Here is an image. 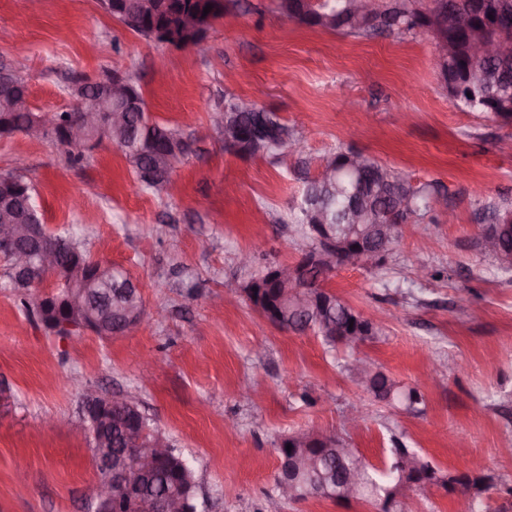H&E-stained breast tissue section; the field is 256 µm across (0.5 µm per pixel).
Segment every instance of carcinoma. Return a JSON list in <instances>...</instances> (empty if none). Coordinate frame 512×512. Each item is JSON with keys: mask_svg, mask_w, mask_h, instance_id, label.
I'll return each mask as SVG.
<instances>
[{"mask_svg": "<svg viewBox=\"0 0 512 512\" xmlns=\"http://www.w3.org/2000/svg\"><path fill=\"white\" fill-rule=\"evenodd\" d=\"M113 0H101V4L112 17L131 30L160 42H194L206 37L215 20L224 15V0H172L169 9L158 11L148 6L145 0H130L127 14L113 11ZM486 12L493 16L494 23L476 20L470 27L457 26V18L472 11V0H439V3L421 6L419 0H377L364 5L371 17L369 21L356 19L349 10L350 0H278L280 11L289 18L310 27L334 30L345 36H373L383 33L398 35L436 31L456 46L453 56L441 66V76L448 95L469 112H480L496 120L512 123V57H476L470 54L469 45L477 40L507 38L512 41V0H483ZM211 5L208 14L204 7ZM194 16L201 28L196 32L185 31L178 23L177 14ZM26 83L17 77L10 84L0 83V114H12L14 124L22 128L29 122V113L12 111L13 98L24 93ZM226 121L239 129L241 138L235 145H224V150L242 157L258 154H273L285 143H296L295 132L282 123L279 117L263 108L234 97L224 100ZM54 133L45 139L61 146L65 142L59 131L69 121L65 112L54 113ZM112 142L123 153L137 175L144 171L167 173L161 167L167 156L178 161L192 152L191 141L183 140L179 131L163 122L152 119L147 112L133 107L127 112L126 126L112 133ZM350 151L337 149L326 158L333 166L334 177L330 180L312 177L303 181L293 212L288 221L301 226L304 236L316 246L314 230L324 226L341 244H350L367 235L376 224L393 225L390 244L399 239L402 228L400 219L407 216L410 223L419 224L432 209L438 191L431 183L414 186L402 174L369 156H362V172L349 168ZM34 188L27 180L18 183L13 175L0 179V212L10 209L14 203L25 208L26 200L33 199ZM57 238L62 241L64 262L60 264L58 279H67L66 261L73 257L87 259L90 254L73 239L70 232L62 228ZM492 238L500 251L512 256V231L495 230L487 224L480 236V244ZM312 279L311 306L305 311L288 312V304L280 300V289L268 280L269 272L262 278L266 288L255 291L271 321L281 328L293 331H310L330 346L358 345L378 336L375 323H366L365 334L353 340L351 330L361 325V316L339 297L326 290L328 274L315 268L306 270ZM370 386L364 391L379 400L393 397L403 399L409 406L421 403V396L414 388L403 389L400 383L380 370H372ZM309 434L296 433L282 442L278 454L287 453L292 445L299 452H306L312 467L298 472L286 500L299 502L322 494V486L335 483L343 466H351L354 460L342 456L336 449V440L327 438L322 442L308 441ZM412 466L404 470V463ZM419 483V487L440 481L438 470L424 458L419 450L410 448L399 440H392L384 467L380 470L365 464L361 473L363 499L373 503L379 512H404L402 504L388 507L392 500L391 488L402 472ZM152 479L146 487V497L163 500L180 496L185 488L195 482V473L190 462L179 452L159 458L151 469ZM454 482L463 489L473 491L474 499L470 512H477L482 495L497 486L498 478L485 472L455 474Z\"/></svg>", "mask_w": 512, "mask_h": 512, "instance_id": "carcinoma-1", "label": "carcinoma"}]
</instances>
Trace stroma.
I'll use <instances>...</instances> for the list:
<instances>
[{"label":"stroma","mask_w":512,"mask_h":512,"mask_svg":"<svg viewBox=\"0 0 512 512\" xmlns=\"http://www.w3.org/2000/svg\"><path fill=\"white\" fill-rule=\"evenodd\" d=\"M226 4L195 49L139 35L100 0H0V62L25 51L37 110H66L75 84L117 73L139 85L148 115L193 142L171 192L143 189L109 144L73 162L44 139L0 141V174L23 158L45 224L71 227L145 305L130 335L66 340L0 272V512H89L99 472L91 439L74 432L86 386L127 392L156 419L195 468L199 512H378L356 499H277L278 448L299 432L345 434L378 468L402 438L441 471L496 474L481 510L512 512V276L479 245L483 207L512 200V124L449 97L428 34L355 38L288 20L276 0ZM229 96L306 131L304 155L225 152L210 115ZM339 147L436 183L439 200L381 267L329 276L361 316L391 313L375 339L333 350L269 323L242 288L308 248L288 213ZM363 360L416 388L417 409L365 393L352 375ZM355 403L366 420L343 433Z\"/></svg>","instance_id":"35a3bbf8"}]
</instances>
